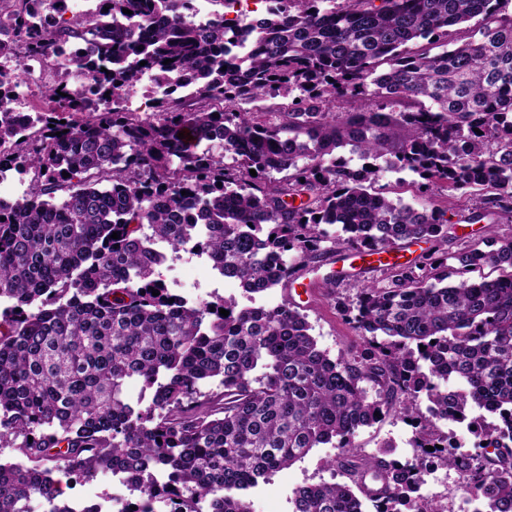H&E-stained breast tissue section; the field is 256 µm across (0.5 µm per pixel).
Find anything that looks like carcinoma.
Returning <instances> with one entry per match:
<instances>
[{"label":"carcinoma","mask_w":512,"mask_h":512,"mask_svg":"<svg viewBox=\"0 0 512 512\" xmlns=\"http://www.w3.org/2000/svg\"><path fill=\"white\" fill-rule=\"evenodd\" d=\"M2 2L0 58L18 73L0 107L28 84L25 59L70 44L89 59L59 63L23 121L0 112V172L31 175L23 200H0V448L16 455L0 462V512H100L59 504L55 471H110L174 512H253L230 491L324 445L346 481L297 487L293 512H442L421 494L438 466L463 474L469 501L512 512V235H498L512 222V0H280L248 24L246 54L191 0H99L49 30L33 4L57 0ZM478 16L448 48V28ZM146 73L151 111L134 112ZM383 163L416 173L423 196L477 189V238L448 252V209L375 188ZM192 239L249 295L353 251L420 253L324 279L360 283L336 297L359 341L332 359L287 299L171 293L156 268ZM134 379L153 390L146 407ZM390 414L409 421L415 460L357 451L358 430Z\"/></svg>","instance_id":"cac0c4a2"}]
</instances>
